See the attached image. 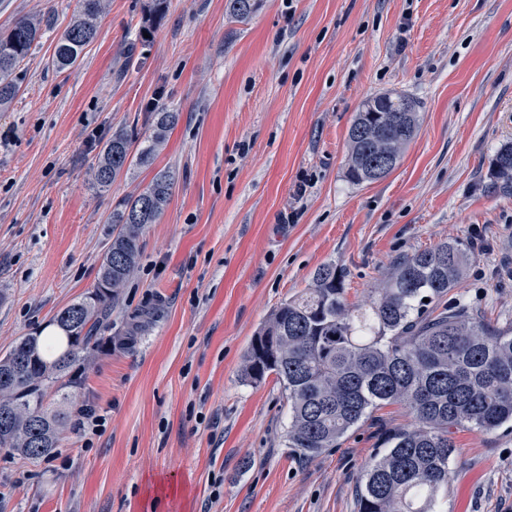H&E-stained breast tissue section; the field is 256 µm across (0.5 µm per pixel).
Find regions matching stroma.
I'll return each instance as SVG.
<instances>
[{"label":"stroma","instance_id":"obj_1","mask_svg":"<svg viewBox=\"0 0 512 512\" xmlns=\"http://www.w3.org/2000/svg\"><path fill=\"white\" fill-rule=\"evenodd\" d=\"M109 0L77 64L51 56L80 0H0V35L23 18L43 37L0 110V355L92 291L112 206L162 172L172 195L150 225L109 336L75 391L104 415L90 438L65 427L53 456L0 451V512H357L356 486L383 434L375 410L341 447L288 448L275 377L242 373L281 302L333 262L366 299L391 263L460 239L472 259L449 294L512 325V188L492 159L512 141V0ZM383 92L418 103L419 128L385 178L348 181V132ZM178 124L152 164L100 192L91 169L113 131ZM443 512H512V433L456 430Z\"/></svg>","mask_w":512,"mask_h":512}]
</instances>
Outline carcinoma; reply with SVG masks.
Wrapping results in <instances>:
<instances>
[{
	"instance_id": "carcinoma-1",
	"label": "carcinoma",
	"mask_w": 512,
	"mask_h": 512,
	"mask_svg": "<svg viewBox=\"0 0 512 512\" xmlns=\"http://www.w3.org/2000/svg\"><path fill=\"white\" fill-rule=\"evenodd\" d=\"M257 0H230V12L249 17ZM106 0H83L55 45L52 65H76L96 35ZM42 37V22L25 18L0 37V107L19 91L15 70ZM180 113L164 104L150 113L152 133H112L92 169V184L107 190L134 165H148L178 123ZM418 110L406 95L367 98L348 133L347 179L354 184L385 178L399 163L418 130ZM493 167L512 185V142L502 146ZM173 189V177L157 175L134 197L112 206V244L95 288L52 319L59 335L25 336L0 356V450L28 460L45 459L59 447V431L73 405L65 389L73 365L88 358L112 316L121 289L134 276L141 242L157 223ZM470 247L444 241L395 261L370 301L347 303L345 275L334 263L315 270L306 290L280 304L252 339L244 376L261 383L273 374L282 384L290 421L288 447L314 459L337 448L372 412L391 403L409 409L414 424L386 436L359 481L358 512H440L448 494L450 464L460 428L493 433L512 430V327L490 326L444 299L463 277ZM59 398L51 410L49 398Z\"/></svg>"
}]
</instances>
